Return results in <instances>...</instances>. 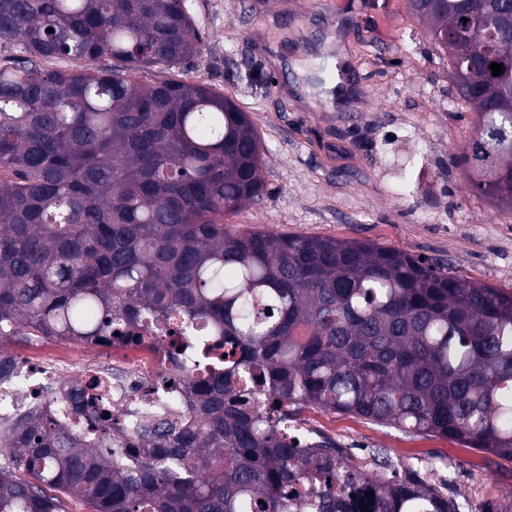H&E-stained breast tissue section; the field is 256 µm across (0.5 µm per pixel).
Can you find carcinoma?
I'll list each match as a JSON object with an SVG mask.
<instances>
[{"mask_svg":"<svg viewBox=\"0 0 512 512\" xmlns=\"http://www.w3.org/2000/svg\"><path fill=\"white\" fill-rule=\"evenodd\" d=\"M478 116L470 187L512 213V0H407ZM202 51L186 0H0L4 347L168 342L150 403L68 381L69 417L0 423V512H460L361 472L306 411L433 433L512 462V289L376 242L228 222L268 195L249 115L209 85L142 81ZM56 58L78 70H48ZM502 65L498 76L490 65ZM183 351H178V348ZM109 417H104V414Z\"/></svg>","mask_w":512,"mask_h":512,"instance_id":"cac0c4a2","label":"carcinoma"}]
</instances>
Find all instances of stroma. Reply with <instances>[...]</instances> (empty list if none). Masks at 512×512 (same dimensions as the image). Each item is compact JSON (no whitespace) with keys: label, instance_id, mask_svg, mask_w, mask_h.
Segmentation results:
<instances>
[{"label":"stroma","instance_id":"1","mask_svg":"<svg viewBox=\"0 0 512 512\" xmlns=\"http://www.w3.org/2000/svg\"><path fill=\"white\" fill-rule=\"evenodd\" d=\"M201 54L145 77L201 82L248 112L265 147L264 204L231 216L269 232L382 243L448 261L464 275L512 288V215L469 189L461 163L477 118L448 58L407 0H187ZM341 94L319 96L309 62ZM37 360L66 351L68 375L108 370L111 353L58 341L13 345ZM322 433L371 471V449L396 469L445 483L461 512L512 500V462L441 435L416 436L353 416L311 411Z\"/></svg>","mask_w":512,"mask_h":512}]
</instances>
